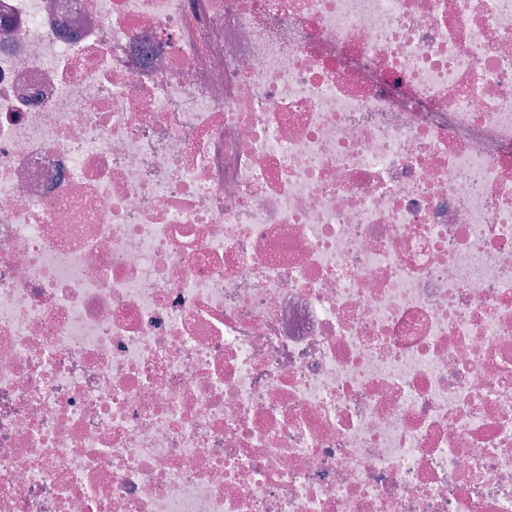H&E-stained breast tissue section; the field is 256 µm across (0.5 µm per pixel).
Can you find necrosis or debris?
I'll list each match as a JSON object with an SVG mask.
<instances>
[{
  "mask_svg": "<svg viewBox=\"0 0 512 512\" xmlns=\"http://www.w3.org/2000/svg\"><path fill=\"white\" fill-rule=\"evenodd\" d=\"M0 512H512V0H0Z\"/></svg>",
  "mask_w": 512,
  "mask_h": 512,
  "instance_id": "obj_1",
  "label": "necrosis or debris"
}]
</instances>
